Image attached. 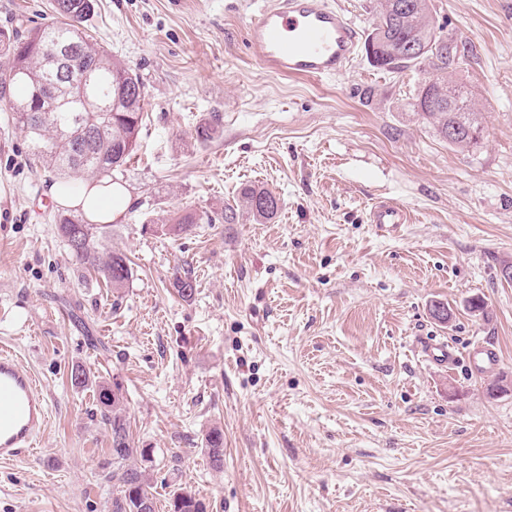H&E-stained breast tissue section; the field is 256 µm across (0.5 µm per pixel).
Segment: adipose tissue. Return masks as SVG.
<instances>
[{
	"label": "adipose tissue",
	"instance_id": "1",
	"mask_svg": "<svg viewBox=\"0 0 512 512\" xmlns=\"http://www.w3.org/2000/svg\"><path fill=\"white\" fill-rule=\"evenodd\" d=\"M50 194L59 205L80 209L87 218L102 224L111 223L126 204L123 190L108 178L87 181L68 191L55 185Z\"/></svg>",
	"mask_w": 512,
	"mask_h": 512
}]
</instances>
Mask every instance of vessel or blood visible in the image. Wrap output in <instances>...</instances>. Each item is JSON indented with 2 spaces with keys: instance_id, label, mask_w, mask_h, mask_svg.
Wrapping results in <instances>:
<instances>
[{
  "instance_id": "obj_1",
  "label": "vessel or blood",
  "mask_w": 512,
  "mask_h": 512,
  "mask_svg": "<svg viewBox=\"0 0 512 512\" xmlns=\"http://www.w3.org/2000/svg\"><path fill=\"white\" fill-rule=\"evenodd\" d=\"M247 41L274 73L320 79L345 71L360 44L358 28L327 0H265L247 24ZM373 224L397 230L407 212L380 203L371 210ZM426 359L452 365L453 352L444 343L421 341ZM48 404L35 376L14 349L0 347V460L14 461L35 453L48 420Z\"/></svg>"
}]
</instances>
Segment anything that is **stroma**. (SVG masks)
I'll list each match as a JSON object with an SVG mask.
<instances>
[{
  "label": "stroma",
  "instance_id": "stroma-1",
  "mask_svg": "<svg viewBox=\"0 0 512 512\" xmlns=\"http://www.w3.org/2000/svg\"><path fill=\"white\" fill-rule=\"evenodd\" d=\"M97 3L84 29L145 98L105 242L132 277L116 290L71 257L61 206L43 205L56 178L0 99V343L49 404L38 453L0 464V512H112L111 431L95 386L72 389L76 364L126 397L156 512L178 488L207 512H512V391L485 392L512 382V0H433L444 37L467 46L452 78L477 96L474 148L415 113L424 71L362 51L334 77L266 70L246 40L263 0ZM57 22L52 0H0V29ZM248 185L279 197L276 217L225 223ZM378 201L409 223L377 230ZM426 336L452 341L458 364L424 360ZM486 341L499 363L470 371Z\"/></svg>",
  "mask_w": 512,
  "mask_h": 512
}]
</instances>
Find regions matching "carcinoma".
Segmentation results:
<instances>
[{
	"label": "carcinoma",
	"instance_id": "obj_1",
	"mask_svg": "<svg viewBox=\"0 0 512 512\" xmlns=\"http://www.w3.org/2000/svg\"><path fill=\"white\" fill-rule=\"evenodd\" d=\"M412 5L401 17L385 16L381 37L368 33L365 45L379 40L377 66L402 71L417 65L404 49L411 44L422 47L441 33L432 0H412ZM95 7L96 0H53L59 24L30 29L22 36L0 31V45H7L12 56L11 67L0 74V96L17 94L13 112L32 155L69 182L86 175L110 177L121 169L131 160L142 125L144 96L137 73L81 29ZM59 43L73 45L75 54L55 64L52 58ZM460 58V47L452 41L446 51L425 59L430 79L418 88L414 108L419 110L434 99V111L420 116L441 138L470 148L480 141L482 113L471 90L448 80ZM82 125L95 130L93 141L86 142ZM272 196L264 188H242L234 204L224 206V223H236L240 210L257 221L272 219L279 206L260 204ZM107 228L79 216L58 217L57 231L72 255L96 269L111 287L124 288L132 275L130 260L121 252L102 249ZM98 388L100 410L111 429L112 478L121 486L120 495L112 499V512H142L144 508L155 512L151 477L137 464V457H145L147 449L132 445L123 397L113 394L104 380L98 381ZM205 451L215 466H221L224 435L220 429L209 431ZM169 507L168 512H206L195 495L181 489L170 494Z\"/></svg>",
	"mask_w": 512,
	"mask_h": 512
}]
</instances>
